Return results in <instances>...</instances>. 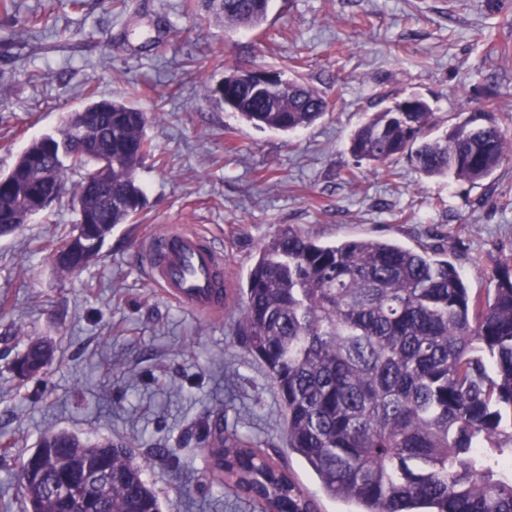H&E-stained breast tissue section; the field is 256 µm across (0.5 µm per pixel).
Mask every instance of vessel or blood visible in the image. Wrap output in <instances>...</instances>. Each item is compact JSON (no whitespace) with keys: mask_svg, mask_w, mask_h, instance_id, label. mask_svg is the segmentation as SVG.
Segmentation results:
<instances>
[{"mask_svg":"<svg viewBox=\"0 0 512 512\" xmlns=\"http://www.w3.org/2000/svg\"><path fill=\"white\" fill-rule=\"evenodd\" d=\"M153 280L183 307L208 316L224 312L228 280L223 255L192 231L173 227L144 245Z\"/></svg>","mask_w":512,"mask_h":512,"instance_id":"obj_1","label":"vessel or blood"}]
</instances>
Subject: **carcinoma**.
<instances>
[{"label":"carcinoma","mask_w":512,"mask_h":512,"mask_svg":"<svg viewBox=\"0 0 512 512\" xmlns=\"http://www.w3.org/2000/svg\"><path fill=\"white\" fill-rule=\"evenodd\" d=\"M224 28L267 21L272 0H204ZM232 104L204 94L219 109L258 128L292 132L322 117L328 102L301 80L285 77L274 97L257 92L249 70L224 68ZM61 128L29 143L0 176V234L32 217L16 204L20 189L53 202L69 173L81 179L73 196L77 224L43 247L61 273L97 258L119 224L139 213L145 193L136 174L154 145L148 116L124 98L92 89ZM97 152L67 160L45 143L72 138L88 116ZM433 112H376L350 139L357 161L385 165L410 151L419 172L477 183L512 155V134L491 112L433 135ZM495 286L473 295L442 244L422 251L393 241H317L293 227L260 248L240 288L237 325L265 365L286 411L288 449L318 477L323 492L356 505L353 512H512V261L498 264ZM52 345L32 339L22 352L26 378L50 363ZM208 448L225 485L245 494L257 512H314V502L288 471L261 449L224 435L221 416L207 428ZM22 467L27 512H160L143 480V465L126 445L45 433ZM95 466L103 480L84 495L61 488L68 476Z\"/></svg>","instance_id":"obj_1"}]
</instances>
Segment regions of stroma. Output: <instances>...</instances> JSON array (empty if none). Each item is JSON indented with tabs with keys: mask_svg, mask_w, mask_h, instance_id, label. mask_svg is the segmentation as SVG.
Returning <instances> with one entry per match:
<instances>
[{
	"mask_svg": "<svg viewBox=\"0 0 512 512\" xmlns=\"http://www.w3.org/2000/svg\"><path fill=\"white\" fill-rule=\"evenodd\" d=\"M186 3L15 0L0 12V174L87 88L154 116V152L137 173L145 205L80 274L62 276L41 249L73 229L71 196L0 237V512H24L20 465L58 429L148 460L162 512H255L201 449L215 412L287 467L316 512H347L289 451L283 405L234 308L190 312L149 278L142 244L160 228L191 226L223 251L234 285L288 225L323 243H445L481 295L512 258V158L472 185L424 176L404 155L376 167L349 150L366 116L410 92L438 130L489 110L512 131V0H273L261 28L230 32ZM228 64L297 74L331 108L291 133L256 129L204 98ZM33 337L54 347L40 381L13 369Z\"/></svg>",
	"mask_w": 512,
	"mask_h": 512,
	"instance_id": "35a3bbf8",
	"label": "stroma"
}]
</instances>
